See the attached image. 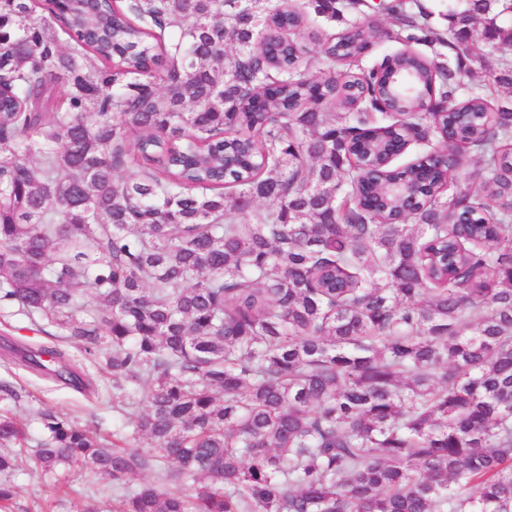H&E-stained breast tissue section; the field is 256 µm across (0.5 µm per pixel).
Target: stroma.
<instances>
[{
  "label": "stroma",
  "mask_w": 512,
  "mask_h": 512,
  "mask_svg": "<svg viewBox=\"0 0 512 512\" xmlns=\"http://www.w3.org/2000/svg\"><path fill=\"white\" fill-rule=\"evenodd\" d=\"M43 347L61 348L70 364L95 375V366L79 348L39 331L18 308L0 305V382L10 383L20 394L16 401L0 399V412L15 417L29 436L20 450L17 468L10 476L20 489L16 512H83L92 501L108 504L112 500V485L108 480L63 466L51 473L36 466L34 455L43 436L38 413L43 409L56 411L72 423L104 436L132 431L135 418L113 412L109 379L98 378L99 395L89 398L28 370L18 355L19 350L35 351Z\"/></svg>",
  "instance_id": "stroma-1"
}]
</instances>
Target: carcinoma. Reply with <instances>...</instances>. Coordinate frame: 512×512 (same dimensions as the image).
Returning a JSON list of instances; mask_svg holds the SVG:
<instances>
[{
	"instance_id": "carcinoma-1",
	"label": "carcinoma",
	"mask_w": 512,
	"mask_h": 512,
	"mask_svg": "<svg viewBox=\"0 0 512 512\" xmlns=\"http://www.w3.org/2000/svg\"><path fill=\"white\" fill-rule=\"evenodd\" d=\"M44 2L0 0V303L145 409L111 440L39 412L37 465L112 481V512H512V105L458 98L512 0H448L445 29L418 0ZM374 13L454 63L360 68ZM398 76L448 103L406 102L403 166ZM23 438L0 413V474Z\"/></svg>"
}]
</instances>
